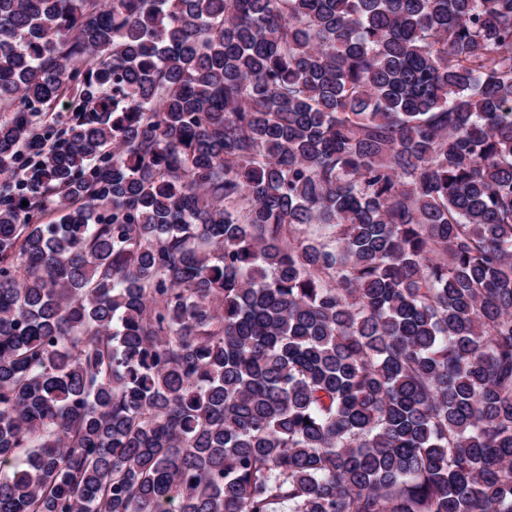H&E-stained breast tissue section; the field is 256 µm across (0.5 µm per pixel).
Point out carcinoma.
<instances>
[{
  "label": "carcinoma",
  "instance_id": "cac0c4a2",
  "mask_svg": "<svg viewBox=\"0 0 512 512\" xmlns=\"http://www.w3.org/2000/svg\"><path fill=\"white\" fill-rule=\"evenodd\" d=\"M0 512H512V0H0Z\"/></svg>",
  "mask_w": 512,
  "mask_h": 512
}]
</instances>
